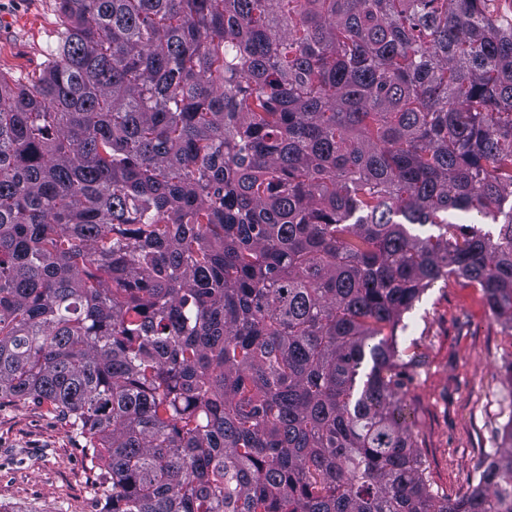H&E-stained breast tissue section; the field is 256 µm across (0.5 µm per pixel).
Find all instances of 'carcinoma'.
Listing matches in <instances>:
<instances>
[{"label": "carcinoma", "mask_w": 512, "mask_h": 512, "mask_svg": "<svg viewBox=\"0 0 512 512\" xmlns=\"http://www.w3.org/2000/svg\"><path fill=\"white\" fill-rule=\"evenodd\" d=\"M488 2L55 0L0 71V400L67 417L100 512H512V420L427 482L393 340L439 280L512 328Z\"/></svg>", "instance_id": "obj_1"}]
</instances>
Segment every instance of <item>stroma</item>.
Listing matches in <instances>:
<instances>
[{
  "label": "stroma",
  "mask_w": 512,
  "mask_h": 512,
  "mask_svg": "<svg viewBox=\"0 0 512 512\" xmlns=\"http://www.w3.org/2000/svg\"><path fill=\"white\" fill-rule=\"evenodd\" d=\"M57 28L52 0H0V70L39 72ZM405 402L426 474L456 498L478 482L512 421V327L479 289L437 282L405 314ZM67 420L36 403L0 401V507L6 512H98L92 474Z\"/></svg>",
  "instance_id": "obj_1"
}]
</instances>
